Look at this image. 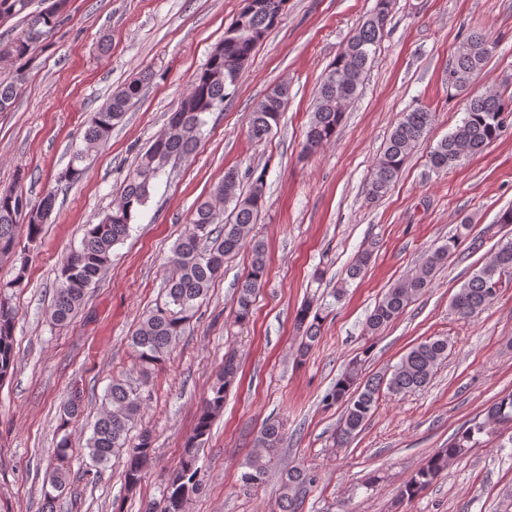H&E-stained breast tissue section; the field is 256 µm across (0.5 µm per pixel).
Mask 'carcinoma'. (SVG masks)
I'll list each match as a JSON object with an SVG mask.
<instances>
[{
	"instance_id": "cac0c4a2",
	"label": "carcinoma",
	"mask_w": 512,
	"mask_h": 512,
	"mask_svg": "<svg viewBox=\"0 0 512 512\" xmlns=\"http://www.w3.org/2000/svg\"><path fill=\"white\" fill-rule=\"evenodd\" d=\"M286 0H246V5L231 25L236 31L224 36L212 50L204 68L198 72L189 90L170 113L163 131L142 152L125 179L119 201L97 224L86 226L81 246L60 267L51 307V319L58 325L67 323L80 308L84 297L109 267L112 249L128 235L136 211L150 198V191L169 164L186 158L197 149L206 124L205 115L222 111L224 98L236 86L239 72L248 63L257 43L278 23ZM31 0H0V19L23 16L22 32L11 40L0 41V112L11 110L18 90L26 81L31 51L44 42L59 25L68 0H51L40 11L31 12ZM391 0H376L372 12L349 38L342 51L323 76L314 103L312 118L306 132L305 149L314 152L332 140L348 103L355 98L364 73L372 61L387 26ZM493 51L485 35L475 30L457 46L455 59L448 68V87L457 93L468 91L472 77L487 63ZM153 78L146 72L131 80L102 107L87 123L82 143L72 153L65 170L66 181L83 179L84 162L98 151L112 135L113 126L141 97L145 84ZM289 88L278 84L258 100L250 113L248 137L264 141L277 125L288 102ZM512 113V99L487 92L467 98L465 116L453 132L430 152L432 169L443 171L460 165L481 153L498 138L507 115ZM432 122V113L417 108L404 113L393 129L383 152L377 159L366 193L375 199L384 196L396 183L413 148ZM238 171H224L210 196L197 202L190 218V228L174 244L167 259L168 274L164 281V301L144 314L131 336L136 359L144 367L162 361L196 317L199 302L207 298L212 284L224 275V259L251 243L252 260L248 275L237 288L236 320L241 325L250 322L256 296L264 285L266 250L264 244L251 236L254 224L265 206L264 174L253 177L249 190H240ZM55 195L47 193L34 203L20 186L0 192V260L18 254V228L26 229L27 245L34 246L42 233V225L50 216ZM234 204L233 219L222 218V206ZM462 234L430 251L414 272L387 289L367 315L363 331L375 336L403 314L409 304L429 287L437 270L458 247ZM372 259V251L362 250L347 269V279L354 280L364 272ZM26 261H21L13 280L0 286V381L6 379L14 366L15 313L10 305L8 290L22 286ZM512 275V241L498 246L492 257L476 269L467 283L455 293L451 308L462 319L477 316L489 306L502 288V276ZM295 324L302 331L298 357L303 358L318 342L324 316L322 309L309 301L295 313ZM446 337H429L414 345L391 371L366 380L361 378L360 363L348 365L332 389L323 398L326 406L342 407L341 418L333 436L334 446L350 444L366 426L377 409L384 392L397 396L420 389L430 383L437 366L448 357ZM239 373L236 352L224 354V366L216 375L197 414L192 434L187 438L178 468L172 474L160 502L147 504L145 512H185L191 496L201 489L199 451L204 445L214 418L224 410V399ZM143 390L128 382L115 379L105 394L108 408L97 420L87 448L89 457L99 471L111 457L128 450L124 481L128 489L138 487L142 471L150 459L152 435L143 432L137 444L128 446V432L143 408ZM512 428V392L500 396L484 410L481 420L463 427L448 447L432 454L406 481L400 491V501L410 504L431 485L448 464L468 454L482 443L481 436L494 434L502 428ZM284 440L282 425L267 422L256 441V448L241 464L240 480L245 486L261 484ZM318 472L299 462L289 467L281 478L277 512H302V491L316 485ZM71 470L61 465L49 473L43 489L44 509L53 512V505L70 485Z\"/></svg>"
}]
</instances>
